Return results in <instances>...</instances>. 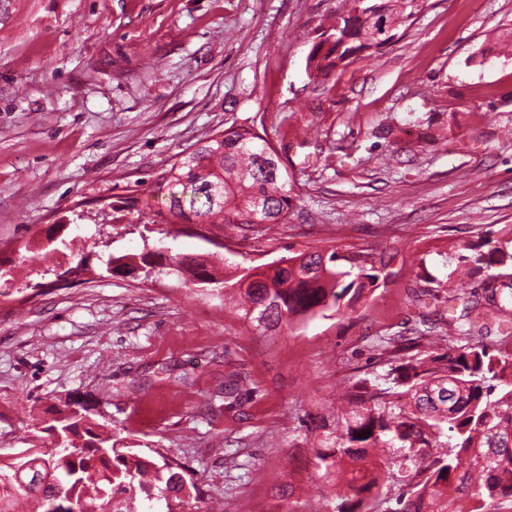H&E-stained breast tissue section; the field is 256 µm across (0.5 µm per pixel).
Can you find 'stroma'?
I'll return each mask as SVG.
<instances>
[{
    "label": "stroma",
    "mask_w": 512,
    "mask_h": 512,
    "mask_svg": "<svg viewBox=\"0 0 512 512\" xmlns=\"http://www.w3.org/2000/svg\"><path fill=\"white\" fill-rule=\"evenodd\" d=\"M341 0H0V465L52 447L83 401L119 447L179 464L209 512H323L305 439L362 378L378 337L428 315L447 335L462 244L512 225V0H422L378 53L320 75L306 59ZM245 125L292 186L281 224L179 234L217 277L304 250L364 255L360 299L275 330L223 290L106 273L138 254L154 181L210 133ZM111 207L112 239L91 215ZM70 218L69 249L43 239ZM86 258L88 271L57 285ZM239 377L238 397L224 382Z\"/></svg>",
    "instance_id": "stroma-1"
}]
</instances>
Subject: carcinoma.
Masks as SVG:
<instances>
[{"label":"carcinoma","instance_id":"1","mask_svg":"<svg viewBox=\"0 0 512 512\" xmlns=\"http://www.w3.org/2000/svg\"><path fill=\"white\" fill-rule=\"evenodd\" d=\"M421 0H376L359 13L329 28L314 44L307 67L327 74L361 54L378 52L369 35L381 18L393 29L411 20ZM269 141L251 127H230L203 140L177 158L155 179V192L168 196L166 210L150 213L151 224H234L250 228L257 204L265 219L281 224L291 197L288 173L263 167L259 153ZM358 273L336 267V252H294L265 269L249 267L236 278L219 279L200 258L168 250L170 271H188L193 281L233 292L260 325L289 324L308 315L337 311L347 294L358 298L365 287ZM495 269L484 280L485 302L502 314L512 312V251L495 247L486 253L459 256ZM153 264L148 255L112 258V273H129L135 265ZM350 281H345V278ZM448 301L465 303L451 319L460 346L441 352L427 330L412 337L383 338L379 347L394 360L385 383L360 379L344 401L345 410L325 430L313 449L314 483L325 499V512H506L512 509V443L492 444L489 432L512 437V349L485 342L480 322L482 302L464 294ZM68 450L32 449L43 461L28 478L39 493L20 486L12 470L0 467V484L36 496L49 507L56 492L75 497L77 512H131L137 496L165 503V512H184L198 494L180 473L139 452L118 448L100 430L81 402L46 427ZM400 486L391 494L389 484Z\"/></svg>","mask_w":512,"mask_h":512}]
</instances>
